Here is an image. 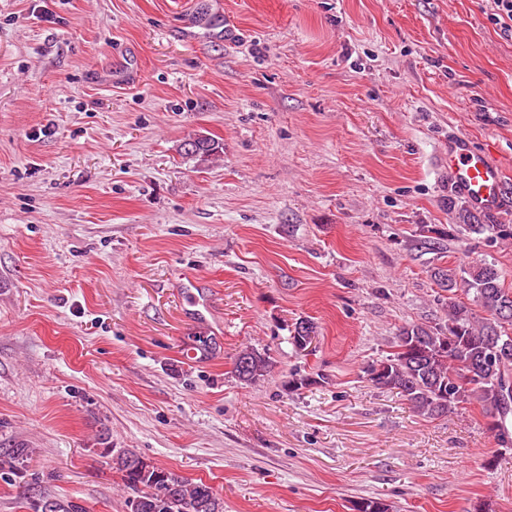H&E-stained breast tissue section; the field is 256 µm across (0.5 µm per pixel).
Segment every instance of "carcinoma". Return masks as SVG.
<instances>
[{
    "instance_id": "cac0c4a2",
    "label": "carcinoma",
    "mask_w": 512,
    "mask_h": 512,
    "mask_svg": "<svg viewBox=\"0 0 512 512\" xmlns=\"http://www.w3.org/2000/svg\"><path fill=\"white\" fill-rule=\"evenodd\" d=\"M220 143L198 135L184 144V154L201 162L219 153ZM460 232L512 239L507 224H481L474 209L458 211ZM447 232L424 226L412 240L419 252H440ZM431 278L446 293L448 322L408 324L396 336L395 350L366 369L367 377L380 388L396 389L421 416L437 419L467 404L482 406L486 428L498 449L486 465L493 467L503 452L512 451V430L506 416L512 413V289L504 286L499 269L492 263L462 261L456 266L434 267ZM317 335L310 320L295 324L289 340L296 353L310 352ZM269 353L254 348L239 352L234 375L242 385H252L267 375ZM321 378L298 371L291 374L288 389L299 391L320 384ZM112 455V468L134 493L130 512H224V500L212 486L189 483L178 474L160 468L133 449ZM8 467L0 466V478L23 473L28 450L15 442L6 450Z\"/></svg>"
}]
</instances>
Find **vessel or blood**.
<instances>
[{
    "instance_id": "obj_1",
    "label": "vessel or blood",
    "mask_w": 512,
    "mask_h": 512,
    "mask_svg": "<svg viewBox=\"0 0 512 512\" xmlns=\"http://www.w3.org/2000/svg\"><path fill=\"white\" fill-rule=\"evenodd\" d=\"M448 177L453 190L472 208L489 213L502 207L511 187L489 150L475 147L462 132L448 139Z\"/></svg>"
}]
</instances>
